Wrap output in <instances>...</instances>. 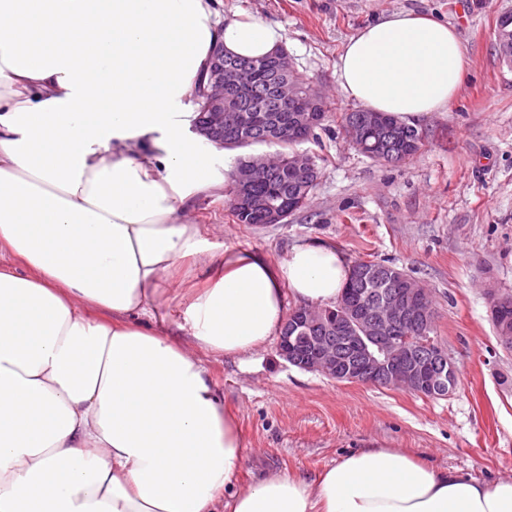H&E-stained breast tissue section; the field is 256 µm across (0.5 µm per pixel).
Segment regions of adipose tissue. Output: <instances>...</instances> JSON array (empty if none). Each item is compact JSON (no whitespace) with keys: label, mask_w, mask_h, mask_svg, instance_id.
<instances>
[{"label":"adipose tissue","mask_w":512,"mask_h":512,"mask_svg":"<svg viewBox=\"0 0 512 512\" xmlns=\"http://www.w3.org/2000/svg\"><path fill=\"white\" fill-rule=\"evenodd\" d=\"M285 41L213 0H0V512H512L511 480L393 449L234 485L242 439L201 354L247 363L287 298L334 305L352 263L319 239L215 259L179 216L229 168L185 100L215 43L259 59ZM468 64L454 27L394 12L349 39L338 86L409 122L447 108ZM187 262L218 270L184 278L179 343L151 320Z\"/></svg>","instance_id":"obj_1"}]
</instances>
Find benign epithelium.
<instances>
[{
	"label": "benign epithelium",
	"instance_id": "7a95c632",
	"mask_svg": "<svg viewBox=\"0 0 512 512\" xmlns=\"http://www.w3.org/2000/svg\"><path fill=\"white\" fill-rule=\"evenodd\" d=\"M270 59L273 68L264 71L261 80L256 81L241 71L234 55L224 51L222 46L215 48L207 69L208 79L201 89L203 117L195 126L205 143L224 147V123L228 113L244 111V104L261 94L263 88L279 102L293 105L290 120L264 125V138L285 146L313 131L321 108L318 96L303 98L299 95L303 82L295 76L285 49L270 55ZM386 125L384 114L368 111L362 114L360 123L350 129L348 137L354 143L366 134L379 139ZM274 165L306 177L313 160L298 151L281 153L272 159L255 155L243 159L231 174L232 204L244 211L262 212L270 224H281L290 213L288 205L254 191L256 180ZM431 316L429 296L420 288H411L402 294L370 289L360 295L356 305L337 312L318 308L293 310L288 316V335L280 337L279 351L291 365L339 382H379L421 395L445 396L455 378L454 363L447 361L446 352L430 336L421 342L419 337L404 332L391 334L396 326L405 329ZM319 323L326 331L338 330L353 341L357 361L342 357L330 335L308 337L307 355L296 354L294 346L301 335Z\"/></svg>",
	"mask_w": 512,
	"mask_h": 512
}]
</instances>
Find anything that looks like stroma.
Returning <instances> with one entry per match:
<instances>
[{
	"label": "stroma",
	"instance_id": "stroma-1",
	"mask_svg": "<svg viewBox=\"0 0 512 512\" xmlns=\"http://www.w3.org/2000/svg\"><path fill=\"white\" fill-rule=\"evenodd\" d=\"M221 19L253 14L280 24L297 76L324 103L314 137L297 143L319 169L307 205L282 224H240L229 191L194 198L186 218L214 253L253 250L272 262L323 239L350 260L386 261L432 298L433 338L453 361L456 390L433 398L339 382L291 366L277 341L248 365L204 356L238 418L245 486L275 473L315 478L348 453L399 450L479 481L512 478V349L490 316L491 292L512 294V66L497 52L512 0H218ZM395 11L455 27L470 66L456 99L417 125L420 150L399 164L360 153L339 126L358 110L340 92L336 64L350 36Z\"/></svg>",
	"mask_w": 512,
	"mask_h": 512
}]
</instances>
